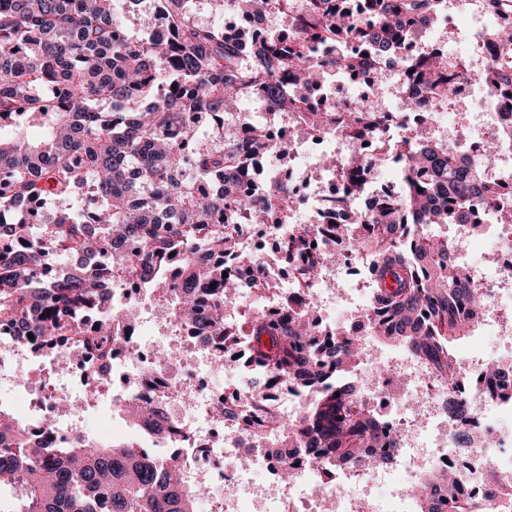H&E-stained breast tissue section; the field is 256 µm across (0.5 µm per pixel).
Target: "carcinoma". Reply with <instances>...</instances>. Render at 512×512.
<instances>
[{"label": "carcinoma", "mask_w": 512, "mask_h": 512, "mask_svg": "<svg viewBox=\"0 0 512 512\" xmlns=\"http://www.w3.org/2000/svg\"><path fill=\"white\" fill-rule=\"evenodd\" d=\"M112 3L0 0V126L40 129L36 138L0 136V323L46 343L65 332L103 355L123 344L119 311H102L113 282L161 288L177 295L168 301L171 315L225 353L244 349L245 369L302 396L291 422L263 398L235 414L243 433L269 445L265 452L278 461L281 484L294 478L295 452L328 473L393 463L404 440L383 430V418L354 378L372 361L376 344L419 361L437 385L457 379L456 347L476 329L483 299L465 287L475 277L456 225L466 223L473 199L483 200L499 223L512 224V206L501 202L499 184L487 174L494 155L459 164L460 141L423 132L385 145L384 116L357 105L299 115L314 130L335 126L353 143L371 141L380 148L376 163H399L397 193L372 213L353 209L365 159L340 163L345 190L332 208L351 209L349 223L336 225L326 245L314 242L310 226L292 225L285 245L288 260L311 282L365 249V338L323 326L313 304L298 306L286 292L277 298L278 314L256 303L235 321L224 320V308L243 288L224 257L234 256L247 272L252 254L236 251L235 238L209 221L222 214L226 224H274L293 204L282 186L267 189L262 211L246 195L224 198V172L242 164L255 170L259 155L288 154L265 125L233 110L235 101L256 97L274 80L290 73L314 87L380 55L402 65L409 80L426 83L432 96L451 98L460 75L448 52L405 59L414 27L442 18L448 0H310L309 11L295 18L293 42L264 44L276 69L241 62L224 28L198 23L183 0H159L171 29L165 41L129 34ZM319 44L333 50L318 54ZM466 75L491 95L512 86V68L498 63L476 64ZM217 112L229 125H250L245 141L204 140L185 124L191 113ZM175 130L177 139L170 137ZM206 180L216 189L200 196L194 184ZM29 201L42 208L24 212ZM412 212L421 221L410 222ZM128 241L129 265L116 268L112 254ZM199 245L217 261L199 263ZM47 257L66 275L39 285L35 272ZM95 313L100 325L83 331L77 319ZM509 367L507 361L486 365L488 393H496V380ZM133 417L166 432L160 407L143 406ZM457 480L453 472L422 477L412 487L418 512H480L455 490ZM2 488L16 493L13 512H196L206 486L186 482L177 455L86 437L50 448L0 411Z\"/></svg>", "instance_id": "1"}]
</instances>
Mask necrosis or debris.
<instances>
[{"label": "necrosis or debris", "mask_w": 512, "mask_h": 512, "mask_svg": "<svg viewBox=\"0 0 512 512\" xmlns=\"http://www.w3.org/2000/svg\"><path fill=\"white\" fill-rule=\"evenodd\" d=\"M274 0L258 13L244 15L232 12L224 23V32L239 40L242 56L259 62V48L271 17L281 15ZM268 128H280V138L288 147V160L273 164L271 180L286 184L295 198L286 216L292 224L344 223L343 212H327L325 205L343 193L340 172L326 165L329 156L346 158L356 147L341 133L310 134L281 111L275 100L261 96ZM373 111L386 112L390 121L382 129L387 139L416 135L426 121L418 108L408 107L399 94L393 105L381 99H370ZM473 122L483 126L482 134L470 136L465 142L468 159L484 154L493 142L492 134L512 124V109L484 105L472 113ZM470 230L463 241L472 245L477 234L473 225H495L489 252L480 253V261L490 264L485 278L487 299L478 319L485 335L512 342V225L495 224L489 209L480 202L467 212ZM225 232L235 236L242 247L256 258L261 276L287 289L301 300H313L325 324L343 322L345 328H357L359 321L347 315L336 301L338 284L355 280L357 288L367 282V265L360 258L349 257L340 266L329 268L323 277L302 285L297 275L269 262L266 250L283 251L287 235L283 226L274 224H228ZM112 306L127 311L124 323L123 349L110 357L91 358L77 355L69 337H62L54 346H45L36 339L18 335L0 325V402L12 396L14 389L24 391V399L16 413L30 436L47 440L50 446H70L76 436L85 434L87 419L80 413L81 405L74 395L75 387L95 388L109 398L113 411L128 404H161L173 422L164 437L139 433V448H166L179 454L189 479L206 480L213 492L206 499L210 512H241L242 499L253 498L256 512H354L357 501L369 503L370 512H414L407 488L419 475L432 469H452L461 477L465 494L483 499L485 512H496V500L490 497L481 476L487 468L499 470L512 481V398L488 400L481 380L484 359L461 361V378L467 381L459 397L466 405L465 414L448 417V394L431 385L422 364L415 360L388 358L387 366L410 378L412 388L427 392L428 404L422 413H414L410 405L390 408V392L383 367L368 366L361 378L374 403L381 408L389 429L404 435L405 453L396 461L398 482H391L386 470L347 468L335 477H326L318 464L296 469L291 484L271 493L279 473V465L266 456L258 444L245 440L236 421L214 412L217 404L233 406L256 395L257 390L238 359L223 357L208 337L196 334L193 328L167 315L153 313L146 304L144 292H135L124 285H114ZM176 346L180 355L176 362L157 366L154 354L158 344ZM53 418L51 430H44L45 418ZM483 432L496 442L492 448L469 447L467 452L456 448L460 432ZM252 463L242 467V456Z\"/></svg>", "instance_id": "obj_1"}]
</instances>
